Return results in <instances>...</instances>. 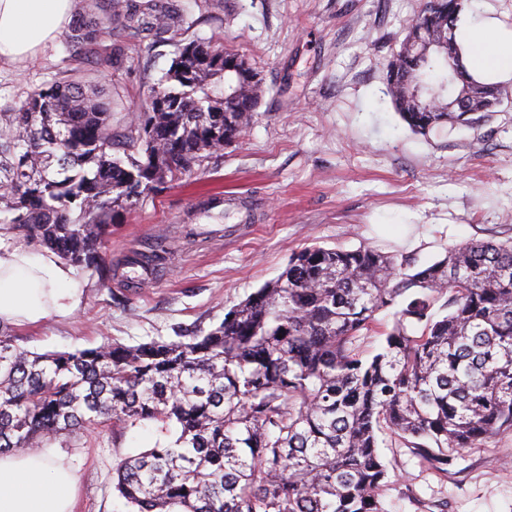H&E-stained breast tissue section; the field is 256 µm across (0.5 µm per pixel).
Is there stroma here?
<instances>
[{
  "label": "stroma",
  "instance_id": "1",
  "mask_svg": "<svg viewBox=\"0 0 512 512\" xmlns=\"http://www.w3.org/2000/svg\"><path fill=\"white\" fill-rule=\"evenodd\" d=\"M191 27L153 44L118 30L71 56L64 38L0 61V107L61 76L101 83L124 126L191 40L246 57L260 103L238 142L150 194L113 225L97 266L73 267L79 309L13 328L40 353L136 345L209 330L277 277L290 254L371 246L424 266L470 240L512 238V103L470 126L421 136L386 94L393 56L421 0H176ZM158 252L156 271L129 258ZM154 423L60 435L76 478L73 512H129L117 461L152 447ZM385 512H512V432L432 468L390 434Z\"/></svg>",
  "mask_w": 512,
  "mask_h": 512
}]
</instances>
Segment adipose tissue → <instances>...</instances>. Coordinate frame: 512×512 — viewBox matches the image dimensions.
Masks as SVG:
<instances>
[{
  "mask_svg": "<svg viewBox=\"0 0 512 512\" xmlns=\"http://www.w3.org/2000/svg\"><path fill=\"white\" fill-rule=\"evenodd\" d=\"M476 18L461 22L456 37L477 80L512 79V29L478 0ZM72 0H0V58H29L54 42L71 21ZM0 228V323L34 324L79 304L71 268L55 255L9 243ZM74 477L53 449L0 454V512H71Z\"/></svg>",
  "mask_w": 512,
  "mask_h": 512,
  "instance_id": "1",
  "label": "adipose tissue"
}]
</instances>
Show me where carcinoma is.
<instances>
[{
    "label": "carcinoma",
    "instance_id": "cac0c4a2",
    "mask_svg": "<svg viewBox=\"0 0 512 512\" xmlns=\"http://www.w3.org/2000/svg\"><path fill=\"white\" fill-rule=\"evenodd\" d=\"M81 53L112 20L154 43L187 23L169 0H77ZM465 0H424L394 54L391 102L415 133L472 123L509 99L476 81L468 110L427 91L451 56L425 30H455ZM248 61L191 40L120 131L104 89L62 78L0 107V224L86 268L121 212L223 154L251 124ZM393 310L370 357L356 341ZM154 422L150 448L120 458L133 512H384L389 431L431 466L512 431V238L471 240L423 268L361 245L305 247L209 331L136 346L38 353L0 327V453L110 422Z\"/></svg>",
    "mask_w": 512,
    "mask_h": 512
}]
</instances>
